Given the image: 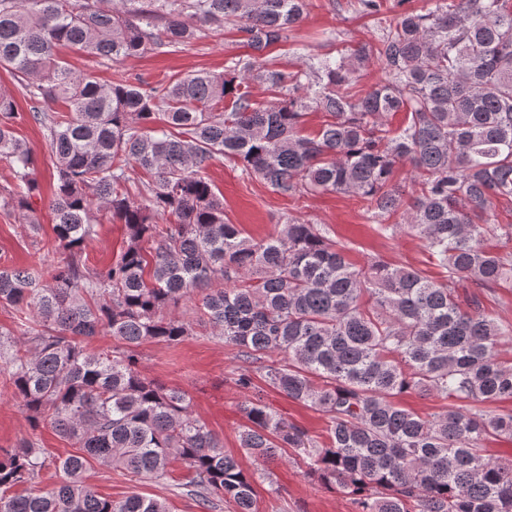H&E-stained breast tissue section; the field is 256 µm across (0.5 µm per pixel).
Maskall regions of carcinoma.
<instances>
[{"mask_svg": "<svg viewBox=\"0 0 512 512\" xmlns=\"http://www.w3.org/2000/svg\"><path fill=\"white\" fill-rule=\"evenodd\" d=\"M305 10L306 0H0V68L48 132L59 253L38 269L0 267V306L22 336L4 360L32 429L48 424L76 448L53 462L31 438L0 448V512H168L140 494H97L86 481L94 462L155 480L179 463L202 508L219 499L254 512V484L271 480L283 448L358 512H512V460L483 448L512 439V412L482 408L512 399V362L499 353L512 325L482 300L512 281V250L491 244L512 242V224L493 213L512 208V0H426L375 43L311 56L294 72L270 67L263 51ZM356 10L376 18L386 0H356ZM226 26L253 54L222 74L154 86L125 75L102 84L60 55L119 63ZM374 62L385 79L362 95L357 78ZM254 82L274 101L253 102ZM51 103L64 108L49 113ZM310 109L326 116L312 136L302 134ZM18 119L15 97L0 91V162L14 178L0 205L34 229L41 187ZM220 156L284 197L358 198L382 232L421 241L439 276L381 258L358 267L322 224L289 218L263 239L243 235L203 176ZM405 166L408 196L395 182ZM130 167L144 175L133 185ZM398 213L404 223H388ZM106 217L126 240L114 263L90 268L82 253ZM465 286L477 292L463 308ZM193 295L199 315L187 320L176 309ZM197 325L322 413L326 440L256 396L239 441L264 467L244 469L184 392L138 370L142 344L177 343ZM100 334L114 345L89 350ZM410 392L446 404L422 416L400 405ZM51 464V488L19 490Z\"/></svg>", "mask_w": 512, "mask_h": 512, "instance_id": "cac0c4a2", "label": "carcinoma"}]
</instances>
